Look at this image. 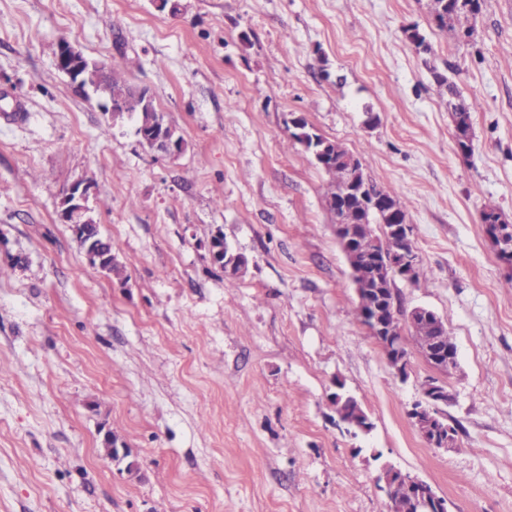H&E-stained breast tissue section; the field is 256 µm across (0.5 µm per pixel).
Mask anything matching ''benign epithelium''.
Returning <instances> with one entry per match:
<instances>
[{
	"label": "benign epithelium",
	"mask_w": 512,
	"mask_h": 512,
	"mask_svg": "<svg viewBox=\"0 0 512 512\" xmlns=\"http://www.w3.org/2000/svg\"><path fill=\"white\" fill-rule=\"evenodd\" d=\"M86 58L72 44L65 42L57 47L55 63L59 71L67 75L77 87L78 77ZM142 138L158 152L176 156L183 151V142L174 136L171 127L166 126ZM349 172H338L342 187L358 194L364 203V214L357 224H336V237L353 272L352 282L358 303L367 307L364 327L377 345L383 350L394 374L404 380L410 367V352L404 350L403 339L411 330L426 324L433 335L416 353L434 372L421 385L420 397L412 403L408 418L413 427L421 431L426 444L434 449L448 451L457 446V438L448 425L440 406L452 400L448 383L443 377L457 367L458 349L454 344H444L447 321L434 310L416 306L408 312L397 313L396 289L392 288L394 277L405 280L417 271V257L411 243L407 216L396 215L389 207L382 206L383 197L371 191L367 174L356 168V161L345 159ZM94 194L93 184L87 180L73 183L62 195L58 218L61 223L75 226L94 223L89 207L90 196ZM508 220L500 216L487 221V236L497 252L506 249L507 234L512 228ZM363 233L376 236L382 247L379 254L364 258L356 248V241ZM403 486L406 497L414 507V512H447L446 499L440 496L430 483L403 471L391 464L381 468L378 476V489L383 493L388 510L393 512L394 487Z\"/></svg>",
	"instance_id": "7a95c632"
}]
</instances>
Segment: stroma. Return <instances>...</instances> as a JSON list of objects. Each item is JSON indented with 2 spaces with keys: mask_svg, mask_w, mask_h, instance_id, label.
I'll return each mask as SVG.
<instances>
[{
  "mask_svg": "<svg viewBox=\"0 0 512 512\" xmlns=\"http://www.w3.org/2000/svg\"><path fill=\"white\" fill-rule=\"evenodd\" d=\"M174 2L0 0V512H385L386 463L448 512H512V263L481 222L512 221V0L466 39L429 0ZM63 41L126 54L184 152L77 94ZM439 74L479 103L469 156ZM300 115L408 201L419 281L394 286L455 339L451 451L407 416L429 367L411 355L399 381L353 316L327 176L287 143ZM81 179L126 282L58 219ZM219 230L248 260L234 282L207 251ZM340 382L369 434L337 426ZM109 430L138 472L105 454Z\"/></svg>",
  "mask_w": 512,
  "mask_h": 512,
  "instance_id": "obj_1",
  "label": "stroma"
}]
</instances>
